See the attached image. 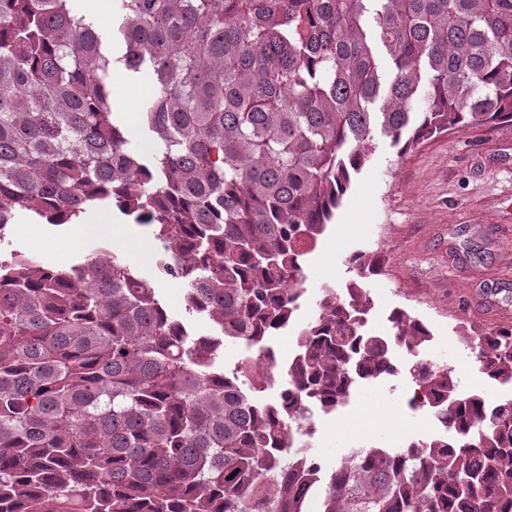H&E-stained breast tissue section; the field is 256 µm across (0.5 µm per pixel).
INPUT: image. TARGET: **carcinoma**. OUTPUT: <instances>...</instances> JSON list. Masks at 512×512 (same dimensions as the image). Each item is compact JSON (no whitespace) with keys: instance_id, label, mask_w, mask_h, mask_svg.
<instances>
[{"instance_id":"cac0c4a2","label":"carcinoma","mask_w":512,"mask_h":512,"mask_svg":"<svg viewBox=\"0 0 512 512\" xmlns=\"http://www.w3.org/2000/svg\"><path fill=\"white\" fill-rule=\"evenodd\" d=\"M73 2L0 0V245L20 214L61 225L113 205L153 227L158 273L220 336H191L115 252L0 263V512H300L302 474L320 512H512V393L460 392L404 311L368 333L357 282L347 300L320 289L278 400L242 390L271 385L301 248L376 133L406 151L512 121V0H115L109 32ZM115 65L153 78L147 159L112 112ZM226 338L259 353L231 376L213 369ZM477 347L482 374L512 387V327ZM398 350L410 407L443 434L334 466L293 454L291 423L398 374Z\"/></svg>"}]
</instances>
